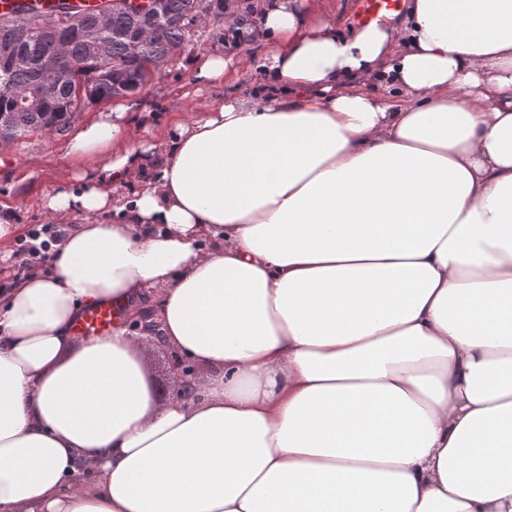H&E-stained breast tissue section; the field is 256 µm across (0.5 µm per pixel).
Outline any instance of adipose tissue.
I'll return each instance as SVG.
<instances>
[{
  "label": "adipose tissue",
  "instance_id": "ef3b65f1",
  "mask_svg": "<svg viewBox=\"0 0 512 512\" xmlns=\"http://www.w3.org/2000/svg\"><path fill=\"white\" fill-rule=\"evenodd\" d=\"M263 29L195 77L266 91L69 138L97 172L45 204L76 225L0 294V512H512V0ZM143 302L189 397L155 396ZM112 306L101 304L82 311L75 323V331L81 336H103L112 330ZM129 329L138 334H146L147 336H143L142 338H145L147 342L160 343V336H158L156 325L149 311L143 310L137 316L132 318L129 324Z\"/></svg>",
  "mask_w": 512,
  "mask_h": 512
}]
</instances>
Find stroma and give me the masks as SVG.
Masks as SVG:
<instances>
[{"instance_id": "35a3bbf8", "label": "stroma", "mask_w": 512, "mask_h": 512, "mask_svg": "<svg viewBox=\"0 0 512 512\" xmlns=\"http://www.w3.org/2000/svg\"><path fill=\"white\" fill-rule=\"evenodd\" d=\"M223 21L207 17L198 27L193 43L164 66L158 79L133 95L137 110L131 118L142 142L150 144L172 136L177 123L199 118L213 104L262 90L263 82L253 74L242 75L232 83H196L193 62L205 52L241 54V46L226 36ZM69 132L33 134L0 152V209L9 208L19 234L35 224L51 223L43 200L70 182L79 170H91L68 152Z\"/></svg>"}]
</instances>
